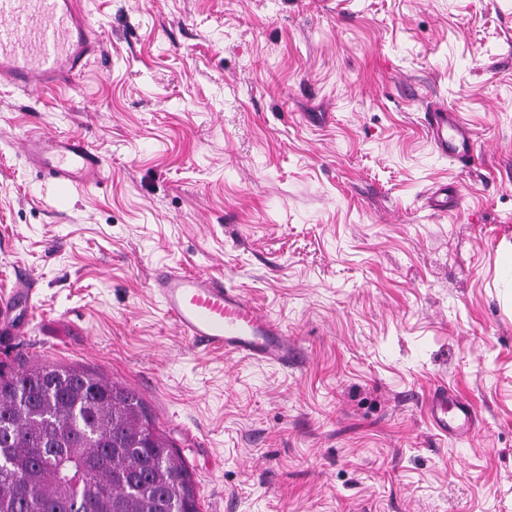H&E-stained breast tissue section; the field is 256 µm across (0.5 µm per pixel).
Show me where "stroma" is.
<instances>
[{
	"label": "stroma",
	"instance_id": "35a3bbf8",
	"mask_svg": "<svg viewBox=\"0 0 512 512\" xmlns=\"http://www.w3.org/2000/svg\"><path fill=\"white\" fill-rule=\"evenodd\" d=\"M69 85L0 86V367L134 390L199 512H512V0H83ZM472 137L459 166L425 114ZM78 136L100 186L43 179ZM239 288L302 367L189 344L150 284ZM477 415L427 416L435 387ZM25 148L29 159L44 168L49 182L80 188L96 185L102 179L104 162L83 138L31 137Z\"/></svg>",
	"mask_w": 512,
	"mask_h": 512
}]
</instances>
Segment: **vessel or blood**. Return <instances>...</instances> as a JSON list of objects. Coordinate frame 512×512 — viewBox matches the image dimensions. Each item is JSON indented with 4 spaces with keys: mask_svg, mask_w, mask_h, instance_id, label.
Listing matches in <instances>:
<instances>
[{
    "mask_svg": "<svg viewBox=\"0 0 512 512\" xmlns=\"http://www.w3.org/2000/svg\"><path fill=\"white\" fill-rule=\"evenodd\" d=\"M98 49L82 0H0L1 85L28 91L58 87L82 73ZM429 128L441 154L462 159L473 147L470 134L446 110L431 113ZM25 148L49 182L80 188L102 179L104 162L85 139L31 137ZM151 288L193 346L284 366L301 361L300 346L287 330L217 277L164 266L154 273ZM428 413L444 434L472 419L470 405L449 403L441 390L432 394Z\"/></svg>",
    "mask_w": 512,
    "mask_h": 512,
    "instance_id": "1",
    "label": "vessel or blood"
}]
</instances>
